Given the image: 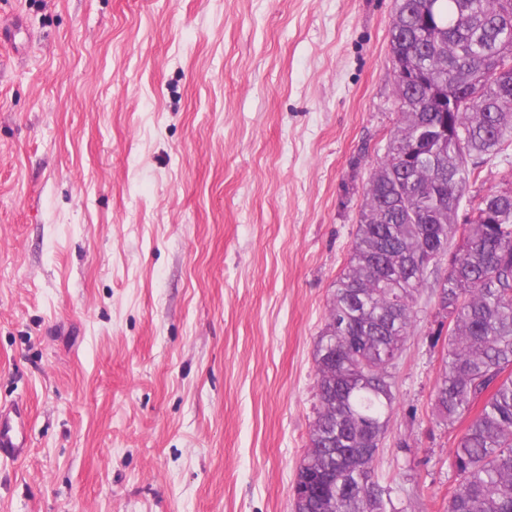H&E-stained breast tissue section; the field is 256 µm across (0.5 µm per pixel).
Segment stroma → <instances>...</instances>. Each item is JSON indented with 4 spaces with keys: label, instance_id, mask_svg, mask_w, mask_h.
<instances>
[{
    "label": "stroma",
    "instance_id": "35a3bbf8",
    "mask_svg": "<svg viewBox=\"0 0 512 512\" xmlns=\"http://www.w3.org/2000/svg\"><path fill=\"white\" fill-rule=\"evenodd\" d=\"M395 0H0V512H294L314 352L400 126ZM440 262L377 465L446 512ZM21 416L15 420H0V458L14 459L19 448L23 447L19 422Z\"/></svg>",
    "mask_w": 512,
    "mask_h": 512
}]
</instances>
